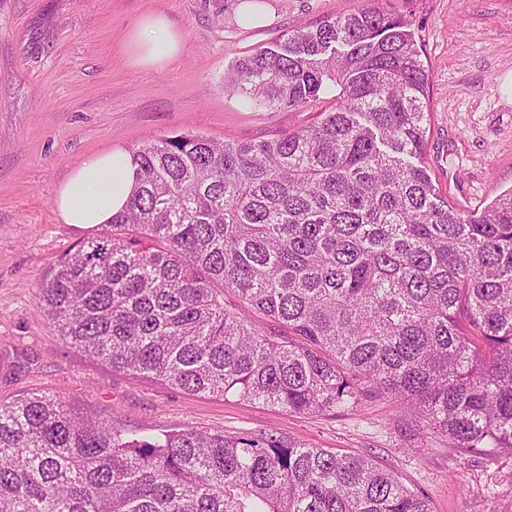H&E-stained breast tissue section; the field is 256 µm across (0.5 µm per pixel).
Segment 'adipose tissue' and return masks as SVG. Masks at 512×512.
<instances>
[{"label": "adipose tissue", "instance_id": "adipose-tissue-1", "mask_svg": "<svg viewBox=\"0 0 512 512\" xmlns=\"http://www.w3.org/2000/svg\"><path fill=\"white\" fill-rule=\"evenodd\" d=\"M129 54L133 64L161 68L184 49V38L161 12L143 15L131 32ZM135 182L127 150L116 148L85 158L71 171L55 194V207L67 224L101 225L124 210Z\"/></svg>", "mask_w": 512, "mask_h": 512}]
</instances>
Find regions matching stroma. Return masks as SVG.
Instances as JSON below:
<instances>
[{
    "instance_id": "35a3bbf8",
    "label": "stroma",
    "mask_w": 512,
    "mask_h": 512,
    "mask_svg": "<svg viewBox=\"0 0 512 512\" xmlns=\"http://www.w3.org/2000/svg\"><path fill=\"white\" fill-rule=\"evenodd\" d=\"M241 0H0V401L32 394L156 435L182 424L229 436L361 455L424 495L431 512H512V455L452 452L432 434L414 450L403 403L364 397L352 408L294 413L134 379L70 348L40 302L47 275L102 227L64 223L55 190L90 154L133 150L191 131L263 140L333 111L334 95L295 108L244 104L224 72L287 32L385 0H264L268 24L244 26ZM152 10L185 38L162 69L129 65L126 33ZM429 75L421 165L459 210L512 190V0H424L416 9Z\"/></svg>"
}]
</instances>
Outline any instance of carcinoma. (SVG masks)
<instances>
[{"instance_id":"1","label":"carcinoma","mask_w":512,"mask_h":512,"mask_svg":"<svg viewBox=\"0 0 512 512\" xmlns=\"http://www.w3.org/2000/svg\"><path fill=\"white\" fill-rule=\"evenodd\" d=\"M391 2L224 72V91L268 107L337 89L320 122L131 152L125 209L42 286L68 345L134 379L295 413L391 394L450 450L512 452V192L461 212L405 161L424 154L428 74L413 15ZM0 512L430 508L368 458L189 424L141 438L33 394L0 402Z\"/></svg>"}]
</instances>
